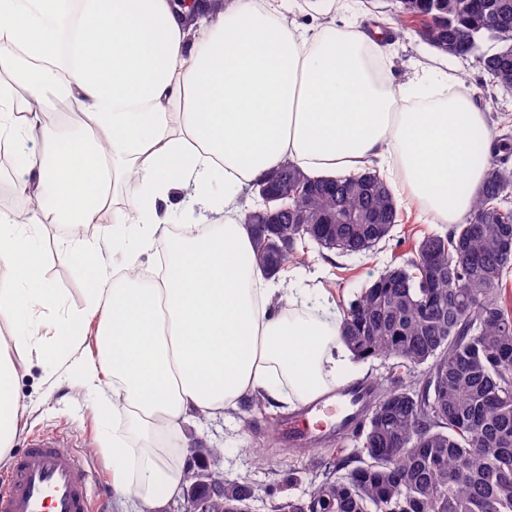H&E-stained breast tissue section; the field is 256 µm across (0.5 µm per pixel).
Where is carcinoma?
<instances>
[{"mask_svg":"<svg viewBox=\"0 0 512 512\" xmlns=\"http://www.w3.org/2000/svg\"><path fill=\"white\" fill-rule=\"evenodd\" d=\"M392 4L395 23L421 22L420 36L440 53L472 56L492 85L512 89V0ZM288 172L308 186L288 208L316 227L324 248L365 253L390 237L399 209L377 172L315 179L291 164ZM511 193L505 157L488 167L466 223L418 242H435L433 275L417 257L349 302L341 337L359 360L392 361L387 382L373 387L356 447L336 448L333 471L302 496L272 501L271 512H512V313L501 301L512 273V208L503 205ZM302 233L288 223L256 236L255 263L271 255L281 272L302 263ZM429 301L439 306L434 318L421 315ZM195 452L210 482L224 486L209 512L253 500V485L209 467L223 447L201 442Z\"/></svg>","mask_w":512,"mask_h":512,"instance_id":"cac0c4a2","label":"carcinoma"}]
</instances>
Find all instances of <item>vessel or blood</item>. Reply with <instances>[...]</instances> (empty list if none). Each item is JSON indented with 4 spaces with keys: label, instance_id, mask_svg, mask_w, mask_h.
Returning a JSON list of instances; mask_svg holds the SVG:
<instances>
[{
    "label": "vessel or blood",
    "instance_id": "vessel-or-blood-1",
    "mask_svg": "<svg viewBox=\"0 0 512 512\" xmlns=\"http://www.w3.org/2000/svg\"><path fill=\"white\" fill-rule=\"evenodd\" d=\"M365 382L347 383L335 398V420H323V402L317 401L288 418L283 434L294 446L312 443L332 431L336 423L356 429V413L365 395ZM0 512H91L88 474L82 459L65 451L62 443L32 437L11 470L0 475Z\"/></svg>",
    "mask_w": 512,
    "mask_h": 512
}]
</instances>
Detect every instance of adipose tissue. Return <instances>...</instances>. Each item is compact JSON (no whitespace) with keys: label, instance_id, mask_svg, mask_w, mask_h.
<instances>
[{"label":"adipose tissue","instance_id":"ef3b65f1","mask_svg":"<svg viewBox=\"0 0 512 512\" xmlns=\"http://www.w3.org/2000/svg\"><path fill=\"white\" fill-rule=\"evenodd\" d=\"M287 13V0H231L190 22L172 0H0V70L30 98L19 111L0 89V141L39 200L23 223L0 212V314L17 325L0 342V465L22 433L19 377L48 358L77 368L111 413L112 490L143 512L180 495L197 418L255 394L297 409L334 388L350 357L335 304L242 263L256 228L238 197L281 165L312 177L383 165L439 223L469 215L490 140L457 77L444 73L449 90L435 96L422 76L394 84L384 41ZM52 95L78 113L73 129L42 122ZM129 178L136 195L115 200ZM183 193L217 220L169 231ZM105 220L133 249L110 272L99 238L66 242L97 301L61 311L55 288L35 281L44 228ZM146 252L164 258L161 275L141 274ZM44 323L58 345L43 341Z\"/></svg>","mask_w":512,"mask_h":512}]
</instances>
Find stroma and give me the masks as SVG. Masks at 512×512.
Instances as JSON below:
<instances>
[{
	"label": "stroma",
	"mask_w": 512,
	"mask_h": 512,
	"mask_svg": "<svg viewBox=\"0 0 512 512\" xmlns=\"http://www.w3.org/2000/svg\"><path fill=\"white\" fill-rule=\"evenodd\" d=\"M419 26L410 23L395 26L391 34L393 78L403 82L415 70L426 65L455 72L459 88L471 92L477 104L486 95H494L496 107L486 110L492 140H499L505 112H512V92L492 88L474 57H450L439 53L418 33ZM403 223L395 225L389 241L380 243L364 255H341L310 244L303 262L289 268L287 277L293 287L319 289L331 295L337 306H344L376 279L392 260L414 258L415 245L428 233H446L447 225L436 223L423 209L413 203H402ZM63 227H48L40 245L39 273L57 288L64 308L83 309L90 306L94 296L87 285L92 276L88 270L64 260L56 247L63 237ZM53 362L33 365L19 381V393L26 409L24 439L18 440L16 451L26 447L25 438L31 434H63L72 451L83 456L91 481L93 503L99 512H137L133 499H117L112 495V460L102 446V437L111 432L112 425L93 394L80 390L78 376L58 382ZM285 412L274 413L268 408L252 405L243 399L232 419L212 418L203 428L204 436L224 448L218 465L228 478L251 482L258 488L255 512H268L271 497L301 495L307 490L317 472L312 462L332 467L336 460L334 443H320L301 451L291 450L278 434L276 424L287 420Z\"/></svg>",
	"instance_id": "1"
}]
</instances>
